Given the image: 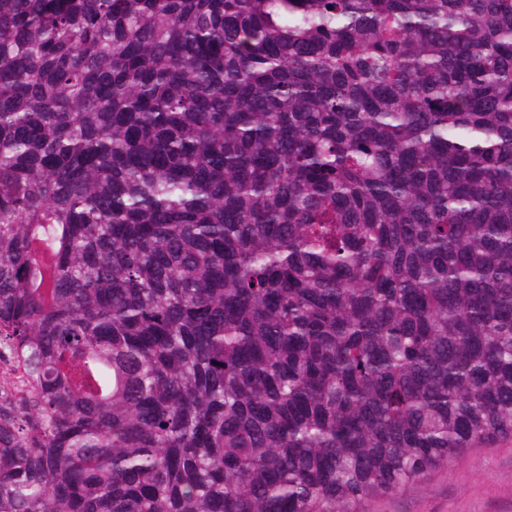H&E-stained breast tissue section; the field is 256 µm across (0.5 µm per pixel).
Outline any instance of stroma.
Listing matches in <instances>:
<instances>
[{"mask_svg":"<svg viewBox=\"0 0 512 512\" xmlns=\"http://www.w3.org/2000/svg\"><path fill=\"white\" fill-rule=\"evenodd\" d=\"M360 512H512V442L469 449L421 481Z\"/></svg>","mask_w":512,"mask_h":512,"instance_id":"35a3bbf8","label":"stroma"}]
</instances>
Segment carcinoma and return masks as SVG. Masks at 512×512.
Here are the masks:
<instances>
[{
    "mask_svg": "<svg viewBox=\"0 0 512 512\" xmlns=\"http://www.w3.org/2000/svg\"><path fill=\"white\" fill-rule=\"evenodd\" d=\"M0 512H349L512 441V0H0Z\"/></svg>",
    "mask_w": 512,
    "mask_h": 512,
    "instance_id": "obj_1",
    "label": "carcinoma"
}]
</instances>
